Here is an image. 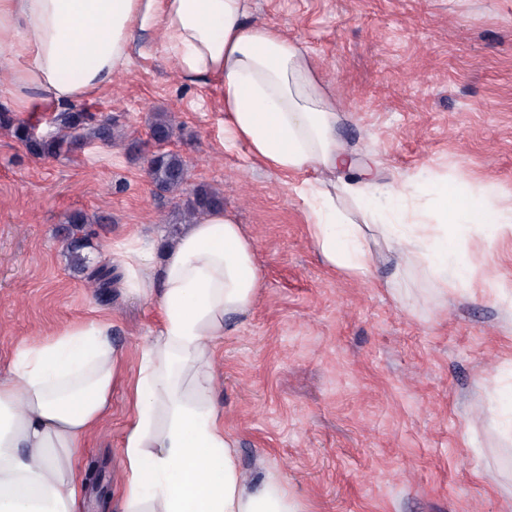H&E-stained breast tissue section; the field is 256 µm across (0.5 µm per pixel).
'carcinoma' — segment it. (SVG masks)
Segmentation results:
<instances>
[{"label":"carcinoma","mask_w":512,"mask_h":512,"mask_svg":"<svg viewBox=\"0 0 512 512\" xmlns=\"http://www.w3.org/2000/svg\"><path fill=\"white\" fill-rule=\"evenodd\" d=\"M0 129H7L35 156H57L71 149L78 142L101 141L110 143L114 137L112 123L96 122L92 116L81 110L66 112L60 119L57 131L49 136L34 133V127L6 110L0 112ZM174 134L172 119L165 113L154 115L151 123V137L157 143H167ZM148 174L155 186L170 194H187L184 202L187 217L196 219L213 210L222 208L223 197L217 190L200 185L186 191L188 169L177 153L164 149L156 152L149 161ZM87 219L83 212L74 211L67 218L66 251L71 266L83 271L87 257L84 249L89 247V234L84 226Z\"/></svg>","instance_id":"1"}]
</instances>
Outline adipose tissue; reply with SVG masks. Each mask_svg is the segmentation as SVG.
I'll return each mask as SVG.
<instances>
[{
	"label": "adipose tissue",
	"instance_id": "ef3b65f1",
	"mask_svg": "<svg viewBox=\"0 0 512 512\" xmlns=\"http://www.w3.org/2000/svg\"><path fill=\"white\" fill-rule=\"evenodd\" d=\"M254 0H0V95L14 109H55L106 90L130 63L139 33L155 31L184 79L214 81L228 146L295 176L307 233L331 272L367 273L363 228L379 229L406 273L432 294L494 288L476 277L468 234L512 238V206L489 183L433 177L420 186L429 206L406 204L408 184L391 186L392 206L372 200L374 170L336 136V99L308 49L254 21ZM112 255L126 288L155 303L158 325L128 361L107 319L77 321L22 341L0 367V512H78L74 476L112 391L124 386L122 512H302L280 475L261 480L241 467L217 398V345L255 306L263 285L255 240L218 209L181 225L163 255L140 233Z\"/></svg>",
	"mask_w": 512,
	"mask_h": 512
}]
</instances>
